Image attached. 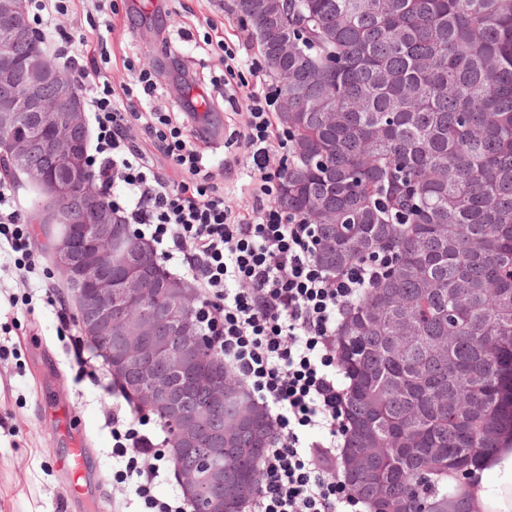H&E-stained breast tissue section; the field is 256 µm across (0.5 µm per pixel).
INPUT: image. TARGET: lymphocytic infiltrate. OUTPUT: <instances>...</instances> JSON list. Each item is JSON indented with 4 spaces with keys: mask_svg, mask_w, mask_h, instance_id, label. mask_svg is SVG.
Listing matches in <instances>:
<instances>
[{
    "mask_svg": "<svg viewBox=\"0 0 512 512\" xmlns=\"http://www.w3.org/2000/svg\"><path fill=\"white\" fill-rule=\"evenodd\" d=\"M28 14L48 51L68 68L84 95L95 132L91 173L104 193L122 188L112 207L139 227L162 262L184 271L202 298L200 329L229 374L261 406L274 435L260 464L251 512H359V499L341 478L339 447L347 425L345 374L337 333L366 292L386 277L392 256L380 251L331 271L316 259L313 225L276 205L289 155L288 131L278 121L272 85L260 74L249 39L204 37L199 50L223 53L227 71L246 62L255 81L237 92L243 112L237 139L251 159L245 204L224 198L212 161L190 144L191 129L153 101L158 80L143 70L112 85L109 35H88L68 21V0H28ZM147 136L137 142L134 129ZM21 210L0 182V236L20 264L31 242L18 226ZM159 431L126 427L112 417L113 456L125 462L112 475L140 502L142 512H185L181 499H159L167 474Z\"/></svg>",
    "mask_w": 512,
    "mask_h": 512,
    "instance_id": "lymphocytic-infiltrate-1",
    "label": "lymphocytic infiltrate"
}]
</instances>
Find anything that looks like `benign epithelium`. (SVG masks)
Masks as SVG:
<instances>
[{
	"instance_id": "benign-epithelium-1",
	"label": "benign epithelium",
	"mask_w": 512,
	"mask_h": 512,
	"mask_svg": "<svg viewBox=\"0 0 512 512\" xmlns=\"http://www.w3.org/2000/svg\"><path fill=\"white\" fill-rule=\"evenodd\" d=\"M8 21L5 41L23 50L21 68L0 66V161L24 174L40 189L43 224H66L54 244V262L72 287L84 335L99 354L112 360V336L125 337L133 355L134 381L148 385V411L167 417L172 458L184 496L195 512H239L224 508V441L209 437L223 416L224 389L239 388L224 372V361L209 358L208 337L195 323L197 295L179 278H170L165 300L144 307L154 268L151 250L129 224L104 204L87 174L89 127L83 102L67 70L40 46L27 14V0H0ZM35 113L26 136L13 129L21 112ZM208 383L209 400L186 412L189 386Z\"/></svg>"
}]
</instances>
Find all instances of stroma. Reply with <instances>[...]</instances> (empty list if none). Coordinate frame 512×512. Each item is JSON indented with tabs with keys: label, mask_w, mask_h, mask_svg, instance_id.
<instances>
[{
	"label": "stroma",
	"mask_w": 512,
	"mask_h": 512,
	"mask_svg": "<svg viewBox=\"0 0 512 512\" xmlns=\"http://www.w3.org/2000/svg\"><path fill=\"white\" fill-rule=\"evenodd\" d=\"M116 30L115 53L129 55L136 69L153 71L160 82L158 103L166 112L180 111L183 70L196 72L212 87L213 103L202 121L203 137L196 146L206 154L250 162L234 135L239 118L232 110L231 87L220 56L199 67L200 53L185 33L202 37L208 26L224 32L241 27L236 0H158L151 18H143L132 0H112ZM178 41L182 66H173L167 40ZM15 198L28 223L36 270L28 275L14 265L10 249L0 250V512H136L129 490L112 484L120 469L112 456V415L138 421L126 400L110 386L111 374L89 350L76 322V302L53 266L46 227L35 221L32 192L25 177L12 182ZM65 403L72 425L91 448L92 470L100 481L83 505L68 503L69 479L54 459L66 443L55 431V408Z\"/></svg>",
	"instance_id": "1"
}]
</instances>
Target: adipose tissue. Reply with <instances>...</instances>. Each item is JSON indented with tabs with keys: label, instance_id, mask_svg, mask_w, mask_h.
I'll list each match as a JSON object with an SVG mask.
<instances>
[{
	"label": "adipose tissue",
	"instance_id": "obj_1",
	"mask_svg": "<svg viewBox=\"0 0 512 512\" xmlns=\"http://www.w3.org/2000/svg\"><path fill=\"white\" fill-rule=\"evenodd\" d=\"M470 486L480 512H512V452L487 453L484 469L473 472Z\"/></svg>",
	"mask_w": 512,
	"mask_h": 512
}]
</instances>
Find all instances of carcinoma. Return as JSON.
Masks as SVG:
<instances>
[{"instance_id":"obj_1","label":"carcinoma","mask_w":512,"mask_h":512,"mask_svg":"<svg viewBox=\"0 0 512 512\" xmlns=\"http://www.w3.org/2000/svg\"><path fill=\"white\" fill-rule=\"evenodd\" d=\"M240 7L282 75L277 205L328 269L394 254L337 339L348 489L369 512H469L448 475L512 447V0ZM263 430L224 448L228 497L258 485Z\"/></svg>"}]
</instances>
